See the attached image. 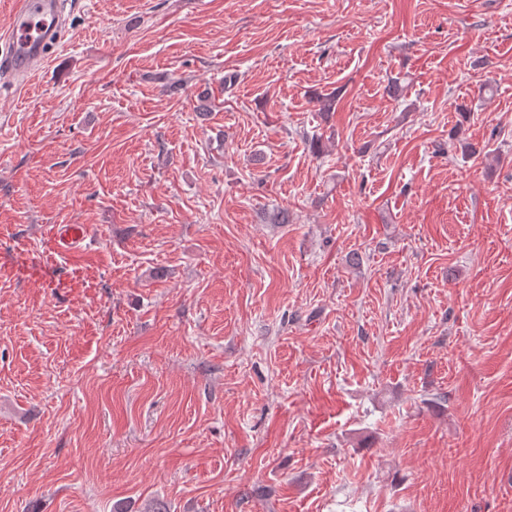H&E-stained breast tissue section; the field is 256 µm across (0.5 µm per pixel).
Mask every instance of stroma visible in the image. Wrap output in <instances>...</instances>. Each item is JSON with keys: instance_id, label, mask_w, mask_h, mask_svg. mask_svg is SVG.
Returning <instances> with one entry per match:
<instances>
[{"instance_id": "35a3bbf8", "label": "stroma", "mask_w": 512, "mask_h": 512, "mask_svg": "<svg viewBox=\"0 0 512 512\" xmlns=\"http://www.w3.org/2000/svg\"><path fill=\"white\" fill-rule=\"evenodd\" d=\"M67 12L0 86V512H512V0ZM87 233L83 224H52L45 232L48 252L52 255L75 253L79 242L87 238Z\"/></svg>"}]
</instances>
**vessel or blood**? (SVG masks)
I'll return each instance as SVG.
<instances>
[{
	"instance_id": "1",
	"label": "vessel or blood",
	"mask_w": 512,
	"mask_h": 512,
	"mask_svg": "<svg viewBox=\"0 0 512 512\" xmlns=\"http://www.w3.org/2000/svg\"><path fill=\"white\" fill-rule=\"evenodd\" d=\"M66 0H16L12 24L0 36V78L19 84L39 70L62 35ZM53 255L76 252L83 224H53L45 232Z\"/></svg>"
}]
</instances>
